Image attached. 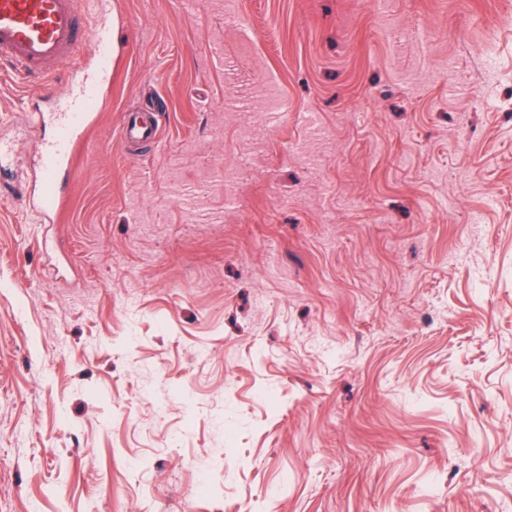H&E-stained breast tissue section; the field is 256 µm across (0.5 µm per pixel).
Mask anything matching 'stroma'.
<instances>
[{"mask_svg":"<svg viewBox=\"0 0 512 512\" xmlns=\"http://www.w3.org/2000/svg\"><path fill=\"white\" fill-rule=\"evenodd\" d=\"M106 9L55 216L0 66V512H512V0ZM148 112H129L123 114L121 137L132 144L143 143L156 135L153 117Z\"/></svg>","mask_w":512,"mask_h":512,"instance_id":"1","label":"stroma"}]
</instances>
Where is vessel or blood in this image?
Returning a JSON list of instances; mask_svg holds the SVG:
<instances>
[{
	"instance_id": "obj_1",
	"label": "vessel or blood",
	"mask_w": 512,
	"mask_h": 512,
	"mask_svg": "<svg viewBox=\"0 0 512 512\" xmlns=\"http://www.w3.org/2000/svg\"><path fill=\"white\" fill-rule=\"evenodd\" d=\"M86 0H0V62L8 64L37 88L54 81L57 68L79 56L92 42L96 67L73 84L61 112L55 115L56 134L45 144L40 167L42 181L33 206L42 214L58 212L64 204L61 176L70 170L76 149L95 124L116 59V47L106 19L88 30ZM156 134L151 115L124 114L121 137L137 144Z\"/></svg>"
}]
</instances>
